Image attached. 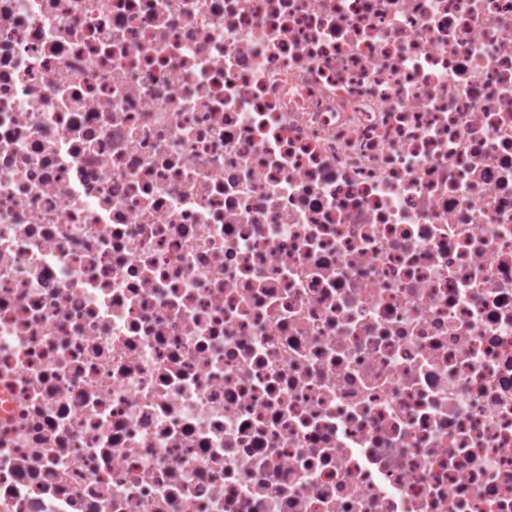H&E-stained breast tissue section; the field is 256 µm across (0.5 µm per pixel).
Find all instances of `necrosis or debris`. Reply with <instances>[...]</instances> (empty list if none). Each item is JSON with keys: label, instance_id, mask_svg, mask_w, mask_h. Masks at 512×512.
Instances as JSON below:
<instances>
[{"label": "necrosis or debris", "instance_id": "4bbe7bcc", "mask_svg": "<svg viewBox=\"0 0 512 512\" xmlns=\"http://www.w3.org/2000/svg\"><path fill=\"white\" fill-rule=\"evenodd\" d=\"M0 512H512V0H0Z\"/></svg>", "mask_w": 512, "mask_h": 512}]
</instances>
